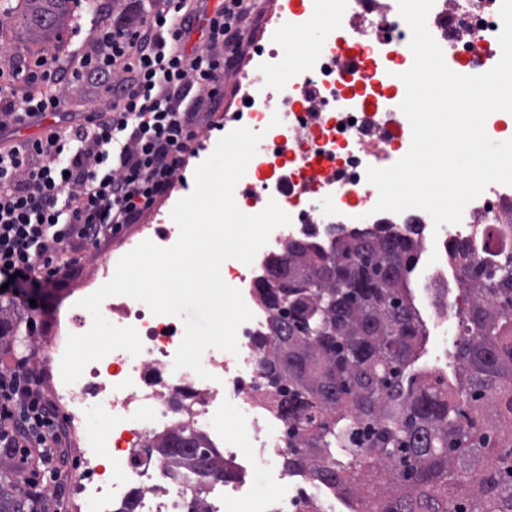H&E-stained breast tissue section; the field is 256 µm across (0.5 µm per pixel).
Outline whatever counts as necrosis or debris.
Here are the masks:
<instances>
[{
  "mask_svg": "<svg viewBox=\"0 0 512 512\" xmlns=\"http://www.w3.org/2000/svg\"><path fill=\"white\" fill-rule=\"evenodd\" d=\"M336 0H304L288 21L268 17L264 42L249 46L241 65L228 70L240 103L225 112L224 129L246 127L262 133L255 156L235 189L238 208L260 212L276 200L291 225L275 229L252 264L225 265L223 281L241 291L253 313L238 329V354L207 350L202 364L208 378L174 366L185 327L174 316L155 315L130 297L117 295L101 305L114 325L134 327L143 350L133 356L115 350L89 364L73 384L56 382L55 399L71 406L65 421L73 427L78 409L106 413L108 424L84 434L78 444L86 479L76 485L80 512H118L136 500V512H336V492L314 484L302 471L288 476L287 490L258 495L246 484L210 486L197 497V476L179 477L157 457L139 455L154 434L178 426L215 442L224 438V410H243V425L258 455H278L291 446L289 424L268 406L276 394L263 375L272 346L260 343L268 320L257 299V280L268 258L294 237L334 239L361 228L390 225L399 234L417 230L424 275L418 298L426 326L434 331L460 330L459 306L464 279L448 259V243L471 241L477 263L489 261L477 228L512 223V186L493 183L471 201L457 224L434 225L424 211L375 212L378 191L368 183V167L401 159L409 151L412 129L402 111L394 110V83L386 75L414 60L411 31L398 12L397 0H350L349 12L336 16L322 42L289 57L287 34L301 33L319 16L332 12ZM429 31L448 67L468 59L472 74L491 70L500 60L502 19L499 7L485 0H461L452 14L447 0H434ZM279 125H272V116ZM439 244H431L433 231Z\"/></svg>",
  "mask_w": 512,
  "mask_h": 512,
  "instance_id": "4bbe7bcc",
  "label": "necrosis or debris"
}]
</instances>
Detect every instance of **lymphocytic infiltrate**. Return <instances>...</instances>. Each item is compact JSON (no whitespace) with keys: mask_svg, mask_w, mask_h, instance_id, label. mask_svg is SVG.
<instances>
[{"mask_svg":"<svg viewBox=\"0 0 512 512\" xmlns=\"http://www.w3.org/2000/svg\"><path fill=\"white\" fill-rule=\"evenodd\" d=\"M198 12L197 0H151L137 23L99 28L73 66L39 55L18 73L0 71V132L48 113L61 122L48 135L0 140V285L14 283L9 300L30 317L39 309L26 287H66L83 249L137 223L195 154L198 108L204 101L220 108L218 80L235 64L254 5L223 0L208 20L205 48L190 51L185 44ZM65 81L103 90L105 106L67 111L58 91ZM60 442L41 376L23 357L1 367L0 453L24 465L38 457L51 481Z\"/></svg>","mask_w":512,"mask_h":512,"instance_id":"f902f5d3","label":"lymphocytic infiltrate"}]
</instances>
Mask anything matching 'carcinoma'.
Wrapping results in <instances>:
<instances>
[{
    "instance_id": "1",
    "label": "carcinoma",
    "mask_w": 512,
    "mask_h": 512,
    "mask_svg": "<svg viewBox=\"0 0 512 512\" xmlns=\"http://www.w3.org/2000/svg\"><path fill=\"white\" fill-rule=\"evenodd\" d=\"M71 0H5L32 41L67 15ZM466 307L456 343L465 381L404 372L426 336L411 302L415 239L389 227L353 231L323 245L290 239L258 284L271 314L275 355L264 364L280 388L274 408L302 421L298 447L283 456L359 506L355 512H512V252L471 262L453 241ZM21 320L0 305V347ZM149 447L181 464L195 460L200 487L236 478L224 455L182 428ZM0 512H46L27 483L0 467Z\"/></svg>"
}]
</instances>
